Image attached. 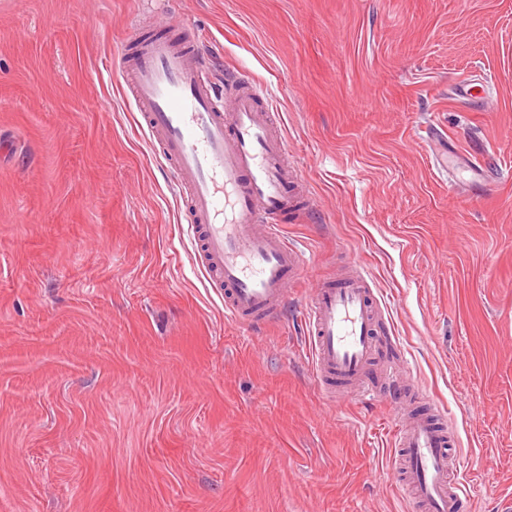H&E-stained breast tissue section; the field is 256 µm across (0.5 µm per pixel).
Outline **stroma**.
Segmentation results:
<instances>
[{
  "label": "stroma",
  "mask_w": 512,
  "mask_h": 512,
  "mask_svg": "<svg viewBox=\"0 0 512 512\" xmlns=\"http://www.w3.org/2000/svg\"><path fill=\"white\" fill-rule=\"evenodd\" d=\"M180 20L267 86L317 209L280 320L224 317L114 67ZM480 69L483 98L450 85ZM494 147L483 194L418 134ZM0 512H411L393 403L324 400L300 310L359 262L397 348L371 375L457 429L466 512H512V0H0ZM487 159V146L480 152L466 157V159L463 160V164L473 174L474 178L464 182L458 177L456 168L448 164V160L446 161L442 156L436 155L433 161L435 169L434 174L443 181L447 180L449 186L464 185L466 187V195L474 196L479 190V185L487 166Z\"/></svg>",
  "instance_id": "stroma-1"
}]
</instances>
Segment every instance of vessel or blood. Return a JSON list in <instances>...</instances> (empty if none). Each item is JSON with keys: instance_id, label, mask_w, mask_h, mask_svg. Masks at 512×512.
I'll return each instance as SVG.
<instances>
[{"instance_id": "b4317fda", "label": "vessel or blood", "mask_w": 512, "mask_h": 512, "mask_svg": "<svg viewBox=\"0 0 512 512\" xmlns=\"http://www.w3.org/2000/svg\"><path fill=\"white\" fill-rule=\"evenodd\" d=\"M177 27L171 21L166 33L140 39L122 61L120 83L186 192L197 272L223 301L226 319L259 327L281 317L292 284L306 274L305 256L283 226L309 222L314 205L293 190L298 173L275 132L279 113L264 104L262 83L240 74L239 91L225 96L198 50L174 37ZM487 159L484 150L464 159L472 174L467 182L441 157L435 175L465 185L472 196ZM301 317L324 395L334 401L375 394L370 372L380 357L378 328L390 316L361 264L320 283ZM449 441V430L428 414L408 417L394 438L393 464L418 512L461 510L465 482Z\"/></svg>"}]
</instances>
